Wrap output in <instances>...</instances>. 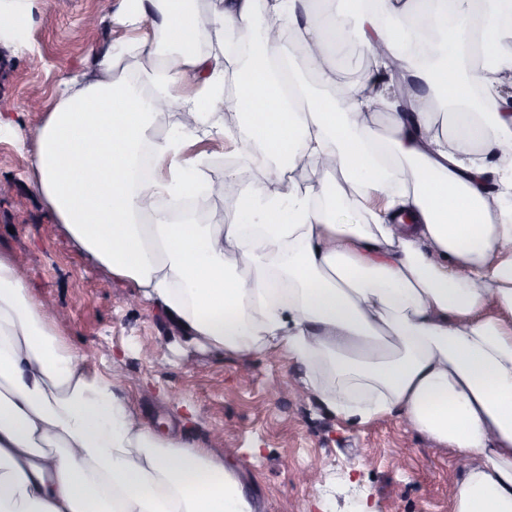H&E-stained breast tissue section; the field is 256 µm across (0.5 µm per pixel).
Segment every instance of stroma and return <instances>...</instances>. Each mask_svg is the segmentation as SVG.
<instances>
[{"mask_svg": "<svg viewBox=\"0 0 512 512\" xmlns=\"http://www.w3.org/2000/svg\"><path fill=\"white\" fill-rule=\"evenodd\" d=\"M120 4L32 0L24 48L0 50V113L13 121L0 129V255L43 302L67 311L57 332L120 380L150 426H178L197 441L222 433L215 453L237 465L260 512H453L451 448L393 416L358 426L329 415L304 393L301 368L287 356H218L185 340L148 301L131 304L137 289L93 263L34 190L30 132L44 115L28 101L50 99L63 73L85 65ZM91 14L98 24L88 28ZM204 146L210 179L231 190L209 209L233 221L256 186L241 160L226 179L224 138Z\"/></svg>", "mask_w": 512, "mask_h": 512, "instance_id": "obj_1", "label": "stroma"}]
</instances>
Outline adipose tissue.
<instances>
[{
	"instance_id": "ef3b65f1",
	"label": "adipose tissue",
	"mask_w": 512,
	"mask_h": 512,
	"mask_svg": "<svg viewBox=\"0 0 512 512\" xmlns=\"http://www.w3.org/2000/svg\"><path fill=\"white\" fill-rule=\"evenodd\" d=\"M310 3L127 0L114 22L137 38L109 40L44 104L34 188L187 338L288 355L331 414L394 415L452 448L454 512H512V51L498 49L512 0L483 16L477 0H348L345 14ZM27 5L0 0V48L23 47ZM427 31L439 39L420 62ZM349 41L373 67L338 98L333 51ZM134 54L148 68L125 67ZM230 63L242 79L228 100ZM421 82L451 105L481 88L487 109L436 127ZM155 100L179 116L158 141ZM220 133L257 191L233 222L176 220L171 202L214 196L188 145ZM327 161L336 182L299 191L293 172ZM0 512L256 505L208 444L156 432L0 257Z\"/></svg>"
}]
</instances>
